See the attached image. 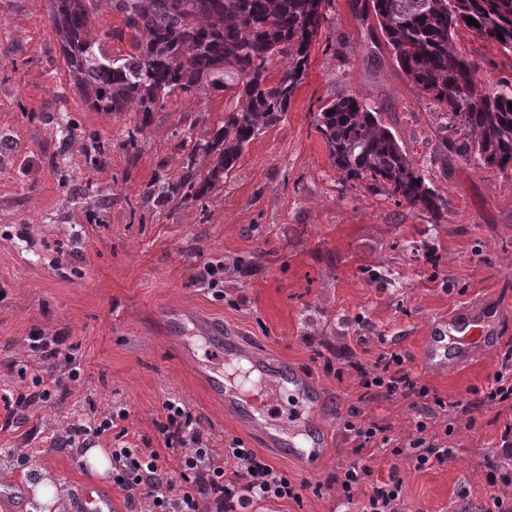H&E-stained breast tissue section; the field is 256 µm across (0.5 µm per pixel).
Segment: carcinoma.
Wrapping results in <instances>:
<instances>
[{
  "instance_id": "1",
  "label": "carcinoma",
  "mask_w": 512,
  "mask_h": 512,
  "mask_svg": "<svg viewBox=\"0 0 512 512\" xmlns=\"http://www.w3.org/2000/svg\"><path fill=\"white\" fill-rule=\"evenodd\" d=\"M51 23L59 38L72 84L99 112H134L128 145L165 97L205 95L230 86L242 106L224 114L207 139L195 142L186 172L159 179L143 197L165 206L200 200L224 181L242 150L258 133L275 125L307 67L313 37L328 20L332 0H49ZM122 15L123 27L91 39L98 5ZM358 13L377 18L383 40L410 86L432 98L451 125L468 135L461 156L499 171L512 170V82L481 84L476 65L454 53L456 29L463 26L498 42L512 53V0H360ZM477 24L467 23V18ZM130 34L132 51L110 56L104 38ZM503 38H498L497 34ZM285 61L276 82L270 68ZM317 128L329 157L347 180L371 191L389 192L433 215L446 202L408 158L378 112L352 96L320 108ZM210 162L207 172L197 158Z\"/></svg>"
}]
</instances>
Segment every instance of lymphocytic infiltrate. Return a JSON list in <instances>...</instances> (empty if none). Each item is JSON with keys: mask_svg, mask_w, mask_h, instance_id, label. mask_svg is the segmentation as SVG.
<instances>
[{"mask_svg": "<svg viewBox=\"0 0 512 512\" xmlns=\"http://www.w3.org/2000/svg\"><path fill=\"white\" fill-rule=\"evenodd\" d=\"M64 343L62 337L35 336L32 351L38 352L46 363L48 376H34V399L50 402L54 392L67 389L76 381L74 371L59 372V358ZM363 392L361 401L375 398L392 399L402 396L412 402L418 413L413 434L406 441L391 443L385 423L372 421L356 427L358 449H366L379 440L391 444L392 455H409L416 469L430 461L446 462L453 451L446 446L445 437L453 431L445 424L442 433L430 432L429 421L436 411L428 399V390L419 385L407 367L405 355L397 350L380 353L371 368H360ZM164 416L158 432L166 450H175L174 460L165 452L153 448L121 446L113 449L112 483L126 493L127 512H249L254 503L274 499L301 502L303 484L288 473L276 468L248 448L241 440L226 444L223 454H216L204 436L191 411L175 398L164 405ZM336 489L342 500L353 501L365 495L362 512H400L403 481L398 473L388 480L374 479L368 465H350L326 482L316 483L314 495Z\"/></svg>", "mask_w": 512, "mask_h": 512, "instance_id": "lymphocytic-infiltrate-1", "label": "lymphocytic infiltrate"}]
</instances>
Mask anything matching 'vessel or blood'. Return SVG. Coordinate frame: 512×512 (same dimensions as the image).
<instances>
[{
	"mask_svg": "<svg viewBox=\"0 0 512 512\" xmlns=\"http://www.w3.org/2000/svg\"><path fill=\"white\" fill-rule=\"evenodd\" d=\"M498 309L462 308L434 321L428 328L424 358L428 366L463 364L494 347L501 339ZM206 350L211 358V391L224 399V409L244 425L262 433L277 454L310 467L322 459L329 446L328 430L314 422L322 398L294 367L283 364L268 370L262 357L247 343L220 332L210 333ZM292 405L287 425L272 423L270 413L280 395Z\"/></svg>",
	"mask_w": 512,
	"mask_h": 512,
	"instance_id": "1",
	"label": "vessel or blood"
}]
</instances>
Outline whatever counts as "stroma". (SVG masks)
Here are the masks:
<instances>
[{
	"instance_id": "35a3bbf8",
	"label": "stroma",
	"mask_w": 512,
	"mask_h": 512,
	"mask_svg": "<svg viewBox=\"0 0 512 512\" xmlns=\"http://www.w3.org/2000/svg\"><path fill=\"white\" fill-rule=\"evenodd\" d=\"M329 18L281 121L245 147L208 196L156 208L144 202L145 187L183 174L193 141L239 108L233 91L166 97L131 149L132 116L95 111L74 89L49 0H0V512H27L38 467L68 489L67 512H79L81 488L110 494L111 478L90 477L77 448L52 439L122 406L124 442L163 449L155 423L168 398L199 418L213 448L239 438L304 481H326L355 462L378 480L398 471L402 512H491L494 497L512 498V485L489 481L512 469L500 441L511 402L432 419L436 433L453 423L454 457L422 470L382 445L356 450L344 429L356 405L357 424L385 422L394 439L415 430L409 400L358 401L354 366L380 350L405 353L431 394L463 402L512 358V340L439 370L423 357L428 325L453 310L491 303L512 323V172L443 151L438 105L412 90L376 20L356 13L354 0H333ZM454 44L485 85L512 79V56L497 42L462 27ZM346 95L395 133L447 200L442 218L345 182L316 118ZM95 142L105 155L93 166ZM212 264L224 267L214 284L204 274ZM217 328L318 389L331 445L316 469L279 457L207 392L194 347ZM36 334L75 347L79 378L50 403L29 398L40 368L29 348ZM360 510L332 489L251 512Z\"/></svg>"
}]
</instances>
